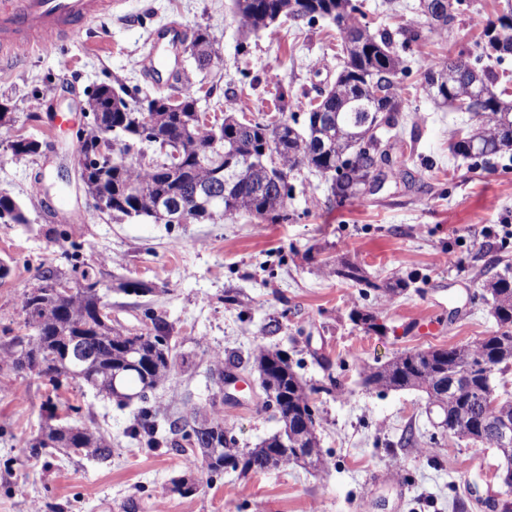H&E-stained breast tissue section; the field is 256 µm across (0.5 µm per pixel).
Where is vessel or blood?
<instances>
[{
	"label": "vessel or blood",
	"instance_id": "obj_1",
	"mask_svg": "<svg viewBox=\"0 0 512 512\" xmlns=\"http://www.w3.org/2000/svg\"><path fill=\"white\" fill-rule=\"evenodd\" d=\"M112 5L113 0H0V61L49 50L78 35L85 24L111 16ZM180 36L174 27L160 30L162 49L144 58V68L156 71Z\"/></svg>",
	"mask_w": 512,
	"mask_h": 512
}]
</instances>
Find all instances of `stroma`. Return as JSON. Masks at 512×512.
Returning a JSON list of instances; mask_svg holds the SVG:
<instances>
[{
    "label": "stroma",
    "mask_w": 512,
    "mask_h": 512,
    "mask_svg": "<svg viewBox=\"0 0 512 512\" xmlns=\"http://www.w3.org/2000/svg\"><path fill=\"white\" fill-rule=\"evenodd\" d=\"M363 23L390 31L415 26L422 38L396 44L406 137L390 149L391 164L373 188L337 205L329 181L303 168L288 178V221H257L237 213L217 223L155 224L95 210L74 169L76 129L86 122L88 94L121 82L168 93L175 76L204 88L200 111L267 118L277 87L296 110L319 99L336 80L340 37L324 20H284L248 33L233 20L229 0H123L110 18L63 42L57 53H35L0 67V104L14 116L0 127V193L25 205L27 221L0 224V344L25 336L18 310L25 291L48 268L68 270L78 244L100 282L112 319L144 330L145 311L168 327L177 356L169 379L149 395L162 425L193 407L209 410L218 390L213 357L234 354L237 398L224 404V428L240 449L256 447L279 428L265 404L252 355L284 351L314 387L313 403L328 468L291 465L240 476L228 471L179 495L185 475L180 433L157 448L129 435L139 401L117 400L74 381L52 390L39 379L0 373V512H493L504 488L500 459L487 443L449 434L425 395L365 386L362 365H381L409 351L449 348L498 328L483 296L487 280L512 267V150L484 160L452 156L467 113L438 105L425 89L433 58L464 55L488 63L483 29L498 0H464L453 30L440 32L421 15L419 0H361ZM184 39L161 74L140 66L160 27ZM210 34L216 56L199 69L190 51L194 30ZM491 64V63H488ZM512 79V56L491 64ZM41 142L40 153L17 157L16 136ZM410 179H402L401 170ZM40 194H33V185ZM357 265L371 284L336 276V261ZM404 281L394 298L387 283ZM144 282L151 294L124 293ZM375 316L377 330L352 319ZM434 323L426 336L422 325ZM340 391L322 392L329 378ZM56 394L57 410L42 403ZM104 436L109 457L28 446L46 424Z\"/></svg>",
    "instance_id": "obj_1"
}]
</instances>
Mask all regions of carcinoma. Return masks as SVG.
Instances as JSON below:
<instances>
[{"label": "carcinoma", "mask_w": 512, "mask_h": 512, "mask_svg": "<svg viewBox=\"0 0 512 512\" xmlns=\"http://www.w3.org/2000/svg\"><path fill=\"white\" fill-rule=\"evenodd\" d=\"M512 12V0H501L494 20L487 21L485 37L488 57L501 60L512 54V23L500 13ZM353 0H232V14L250 32L270 27L285 17L294 21L317 18L335 24L342 42L340 71L322 99L310 104L304 116L275 123V128L259 121L224 117L222 123H207L198 109V89L194 85L176 88L177 95L159 93L139 97L140 89L123 83L101 84L88 95L89 121L82 149L94 150L107 130L117 144L112 171L104 179L91 174L89 193L106 212L123 218H148L156 224L171 223V204L188 206L189 222L216 221L235 213L259 219L272 214L288 219L286 200L291 186L282 175L304 165L331 179L336 203L356 198L381 175L389 162V143L403 133L399 73L403 61L394 50V35L405 42L421 38L417 27L393 34L371 31L357 18ZM199 67L213 62L214 51L207 31L199 28L190 43ZM452 74L446 82L435 77ZM497 74L491 68L472 67L463 56L431 65L425 73L428 90L435 100L466 112L480 123V131L467 134L449 146L454 156L483 159L512 147V101L505 99L507 88L495 91ZM336 117L331 127L325 116ZM276 137V154L266 151ZM153 144L166 146L165 156L180 154L169 170H158L125 159L133 148ZM210 147L209 154H197V146ZM206 189L221 194L224 204L207 211L191 209L194 199ZM25 216L21 204L0 194V222L21 224ZM66 254L79 283L64 300L47 292L35 296L26 291L20 306V324L31 331L27 339L12 337L0 356V371L21 372L38 365L34 372L58 388L61 379L71 378L90 385L122 401L146 402L147 392L163 382L175 368L168 345L166 323L148 313L151 326L139 334L109 324L100 318L101 296L98 280L80 261L79 245L71 244ZM498 330L480 340L450 348L419 350L395 356L382 366L365 365L361 374L367 384L383 390L416 389L426 393L431 405L443 414L442 424L458 437L485 442L495 448L502 464L499 479L507 480L505 497L497 500L499 512H512V445L499 444L493 424L504 419L512 423V396L497 390L495 379L485 375L482 363L489 359L496 371L512 369V276L500 274L487 284ZM139 357L143 369H124L127 350ZM260 385L274 403L280 428L288 429L295 441L288 446L275 433L247 452L237 448L234 436L224 433L218 452L193 457L211 476L227 470L242 475L270 468L300 464L316 472L327 461L320 448L318 423L312 394L330 393L339 388L333 377L328 384L308 388L280 351L258 349L253 357ZM81 374H74V370ZM131 435L148 445H158L155 416L140 408ZM100 456L110 454L107 442L94 434L83 437L78 428L50 427L32 448H62L78 439Z\"/></svg>", "instance_id": "1"}]
</instances>
